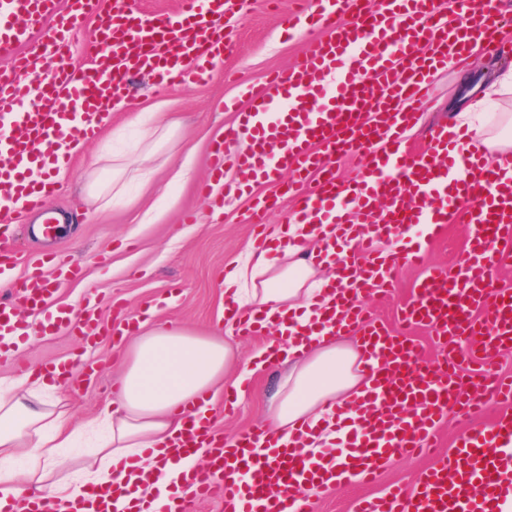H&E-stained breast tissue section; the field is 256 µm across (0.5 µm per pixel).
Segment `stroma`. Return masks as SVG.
Here are the masks:
<instances>
[{"mask_svg":"<svg viewBox=\"0 0 512 512\" xmlns=\"http://www.w3.org/2000/svg\"><path fill=\"white\" fill-rule=\"evenodd\" d=\"M293 2L280 0L269 6L254 0L244 14L227 18L225 26L233 46L207 83L178 87L159 97L149 76H140L126 97L127 109L113 113L111 121L70 159L61 176V191L52 206L64 216L65 228L53 242L32 234L33 214L12 219L24 264L39 266L49 279L54 276L51 258L58 252H67L80 264L81 277L61 289L60 306L74 309L89 297L106 323L112 320L113 306L119 305L126 316L136 319L150 315L197 335L215 331L224 303L218 277L252 251L256 228L246 220L250 196L224 199V212L216 219L214 202L202 194L201 187L211 180L210 151L215 140H223L231 152L245 147L236 135L238 112L246 103L244 85L263 87L269 72L303 56L307 33L289 35L282 26ZM503 37L507 42L504 54L491 56L475 50L463 68L436 75L431 101L424 105L418 125L403 134L410 151L426 150L432 130L446 124L462 100L481 98L486 109L512 113V92L488 93L503 72L512 68V25L505 27ZM137 112L169 113L178 123L176 133L150 160L148 181H128L121 195L100 206L90 197L87 185L111 172L113 157L139 153L140 132L129 122ZM185 165L192 170L190 178L171 184L172 175ZM189 212L196 214V223H186ZM469 235L467 225H447L430 241L431 259L456 272L466 256ZM417 279L411 268L397 271L393 293L368 301L371 316L390 329H399L401 306L412 297ZM231 343L236 349V370L244 375L237 411L229 417L220 410L215 413L217 426L229 437L263 425L283 374L278 364L261 362L259 353L266 337L236 336ZM93 355L96 373L90 380L41 396L46 403L64 406L76 425L109 403L118 372L111 338L101 339ZM82 356L70 335L40 338L22 349L23 361L40 368ZM430 465L427 459L393 457L380 469L373 487L350 481L337 485L318 495L315 512H354L357 501L369 491L392 484L413 487Z\"/></svg>","mask_w":512,"mask_h":512,"instance_id":"obj_1","label":"stroma"}]
</instances>
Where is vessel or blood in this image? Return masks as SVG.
Here are the masks:
<instances>
[{"label": "vessel or blood", "instance_id": "1", "mask_svg": "<svg viewBox=\"0 0 512 512\" xmlns=\"http://www.w3.org/2000/svg\"><path fill=\"white\" fill-rule=\"evenodd\" d=\"M462 29L438 17V0H318L316 10L293 12L288 32L321 28L295 65L267 75L263 89H246L239 132L249 147L231 154L215 143L210 163L216 177L236 171L235 191L277 185L276 194L256 201L248 221L260 224L280 197L292 199L285 223L329 224L356 259L344 264L335 286V329L360 335L377 360L367 412L357 445L343 456L346 473L373 484L381 461L398 453L431 451L449 412L472 417L450 462L423 472L413 488L394 484L360 499L355 512H502L512 498V413L479 422L481 394L493 388L512 404V378L488 380L482 370L462 378L459 353L469 359L512 345V290L492 286L496 269L512 264V178L483 163L482 153H460L445 127L432 134L428 153L405 146L403 129L418 120L435 72L462 61L478 46L495 43L505 25L507 0H454ZM250 0H179L176 13L144 16L132 0H0V187L20 212L43 216V236L54 229L50 199L57 190L59 147L87 139L110 100L128 89L133 75L150 72L153 89L165 92L205 81L224 54V18ZM96 16L98 26L86 20ZM30 41L28 51L18 43ZM81 45L84 65L67 64ZM358 159L355 179H336L325 154ZM296 180L282 182L284 172ZM472 228L467 255L456 276L426 261L427 243L406 240L405 225L420 224L429 235L450 224ZM18 260L14 240L0 225V276ZM420 269L402 320L452 342L446 360L420 359L401 333L372 320L365 302L386 292L393 271ZM79 266L58 262L46 281L30 272L0 297V337L25 330L28 321L47 333L64 330L82 346L97 336H119L128 319L103 324L90 302L53 317L57 285L76 279ZM25 310L28 321L15 317ZM208 451L206 465L182 471L172 512H191L195 501H218L222 512H310L305 492L320 477L316 464L297 448H278L261 429L225 437L209 418L195 417L165 456L179 463L195 449ZM120 487L109 484L59 502L32 496L0 500V512H110Z\"/></svg>", "mask_w": 512, "mask_h": 512}]
</instances>
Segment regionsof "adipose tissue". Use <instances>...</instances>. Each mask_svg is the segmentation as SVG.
Returning <instances> with one entry per match:
<instances>
[{
	"instance_id": "adipose-tissue-1",
	"label": "adipose tissue",
	"mask_w": 512,
	"mask_h": 512,
	"mask_svg": "<svg viewBox=\"0 0 512 512\" xmlns=\"http://www.w3.org/2000/svg\"><path fill=\"white\" fill-rule=\"evenodd\" d=\"M476 106L455 113L449 132L462 128L476 131V139L496 160L512 156V140L489 134L476 126ZM176 127L164 113L154 115L143 131L147 147L139 159H123L112 167L108 181L89 185L95 198L119 189L125 173L146 174V160L152 146L174 136ZM269 235L283 254L275 263L255 254L253 261L238 265L224 278V294L257 315L283 321L289 330L311 329L300 344L280 347L277 358L287 371L270 407L266 425L280 442H291L298 426H306L303 448L318 458L324 445L338 436L350 435L359 413L357 399L367 387L364 368L367 359L361 347L348 335L332 336L316 329L315 318L331 303L330 278L340 270L332 256L324 255L309 225L273 227ZM234 332L233 318L224 321L223 336H198L169 322H158L142 330L132 343L123 345L118 356L121 369L112 401L93 419L85 422L90 431H104L94 454L81 462L74 475L60 473V449L70 447L75 431L65 411L38 402V392L50 388L46 377H36L31 386L0 379V494L21 497L28 486L46 496L66 499L99 487L105 481L124 485L114 512H129L132 505L153 512L150 500H166L176 476L144 486L137 470L148 467L147 449L162 445L183 426V409L207 414L230 376L234 359L227 342ZM25 458L26 466L15 471L13 463Z\"/></svg>"
}]
</instances>
